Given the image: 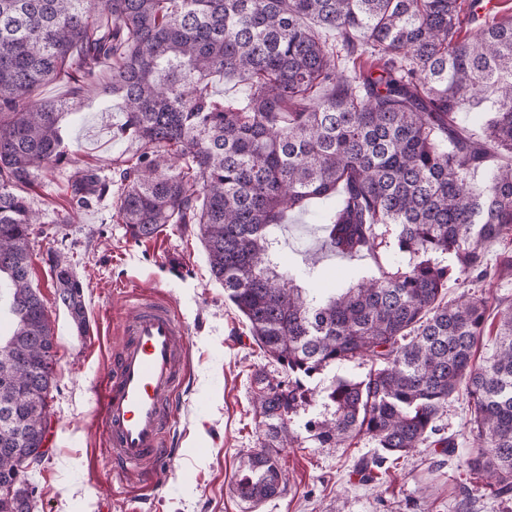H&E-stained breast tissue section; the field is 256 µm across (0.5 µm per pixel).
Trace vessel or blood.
I'll return each mask as SVG.
<instances>
[{
  "mask_svg": "<svg viewBox=\"0 0 512 512\" xmlns=\"http://www.w3.org/2000/svg\"><path fill=\"white\" fill-rule=\"evenodd\" d=\"M123 336L112 371L99 387L96 430L114 470L129 480L176 456L163 438L189 379L190 336L173 308L154 293L135 295Z\"/></svg>",
  "mask_w": 512,
  "mask_h": 512,
  "instance_id": "1",
  "label": "vessel or blood"
}]
</instances>
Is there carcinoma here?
<instances>
[{
	"label": "carcinoma",
	"instance_id": "obj_1",
	"mask_svg": "<svg viewBox=\"0 0 512 512\" xmlns=\"http://www.w3.org/2000/svg\"><path fill=\"white\" fill-rule=\"evenodd\" d=\"M482 0H0V288L10 336L0 337V512H31L30 463L49 430L55 342L30 277L41 230L29 191L73 160L63 119L96 96L117 101L118 135L134 146L100 167H78L67 213L116 195L136 241L194 224L212 278L279 366L253 375L262 449L244 457L235 492L256 506L283 491L278 449L343 448L359 435L382 450L363 478L416 448L455 453L439 420L465 388L473 448L465 464L512 499V302L496 305L493 354L474 349L488 302L471 284L512 270V17L491 21ZM333 32V43L323 33ZM112 69L102 78L100 65ZM247 85L225 100L213 82ZM66 97L40 100L49 81ZM491 100L485 136L459 114ZM334 199L322 224L337 253L369 256L376 273L327 298L305 288L314 267L282 271L277 230L288 213ZM396 228L393 254L380 226ZM454 264L448 265V257ZM58 301L88 332L83 285L71 261L49 254ZM371 363L326 390L330 417L296 421L312 384L333 365Z\"/></svg>",
	"mask_w": 512,
	"mask_h": 512
}]
</instances>
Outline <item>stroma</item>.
I'll return each mask as SVG.
<instances>
[{
  "label": "stroma",
  "mask_w": 512,
  "mask_h": 512,
  "mask_svg": "<svg viewBox=\"0 0 512 512\" xmlns=\"http://www.w3.org/2000/svg\"><path fill=\"white\" fill-rule=\"evenodd\" d=\"M121 120L120 112L96 101L71 117L67 140L76 164L103 168L128 153L129 142L114 135ZM72 167L48 172L31 194L44 229L31 243V280L58 350L51 452L31 474L34 512H512V501L495 496L465 465L472 439L467 406L457 398L442 417L445 435L455 439L453 456L423 448L365 482L357 465L375 450L368 437L347 448L308 441L280 450L285 487L279 497L255 507L241 501L234 492L240 460L259 447L251 380L267 359L212 280L196 232L168 227L149 241H131L107 200L81 212L76 222H64L62 188ZM324 207L317 200L308 210L289 213L280 262L293 267L314 259L317 287H346L374 266L371 259H350L326 247L315 218ZM54 251L72 257L83 283L87 335L78 334L56 298L47 262ZM132 292L162 294L177 309L189 331L192 363L177 402L174 468L144 472L134 485L113 474L93 431L97 386L123 343L130 313L125 296Z\"/></svg>",
  "instance_id": "1"
}]
</instances>
